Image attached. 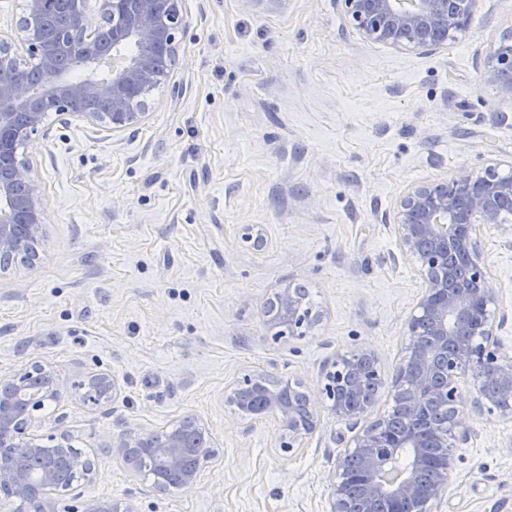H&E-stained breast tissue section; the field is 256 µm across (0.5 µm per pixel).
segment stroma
Returning <instances> with one entry per match:
<instances>
[{
    "label": "stroma",
    "instance_id": "stroma-1",
    "mask_svg": "<svg viewBox=\"0 0 512 512\" xmlns=\"http://www.w3.org/2000/svg\"><path fill=\"white\" fill-rule=\"evenodd\" d=\"M186 25L147 117L121 132L46 112L18 149L46 201L32 262L0 269V375L36 361L64 383L39 412L96 463L80 504L137 512H327L353 430L321 400L302 448L274 417L242 419L236 381L269 373L319 391L340 356L373 352L391 379L422 288L390 217L416 183L512 174V99L485 82L512 0H477L429 52L364 38L340 0H180ZM259 240L243 237L245 228ZM477 242L512 344V234ZM302 285L322 321L273 340L263 304ZM93 372L115 401L83 406ZM198 419L220 451L188 491L159 496L112 438ZM440 512H512V420L470 411Z\"/></svg>",
    "mask_w": 512,
    "mask_h": 512
}]
</instances>
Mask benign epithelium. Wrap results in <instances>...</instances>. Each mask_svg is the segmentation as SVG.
I'll return each mask as SVG.
<instances>
[{
  "instance_id": "obj_1",
  "label": "benign epithelium",
  "mask_w": 512,
  "mask_h": 512,
  "mask_svg": "<svg viewBox=\"0 0 512 512\" xmlns=\"http://www.w3.org/2000/svg\"><path fill=\"white\" fill-rule=\"evenodd\" d=\"M99 27L112 25L110 51L122 44L135 50L112 63L104 78L94 73L98 57L86 52L89 30L87 0H63L73 24L51 33L45 21V0H27V11L16 34L0 37V72L18 67L24 50L38 64L40 94L30 82L0 81V158L16 155L19 146L41 129L43 115L54 111L89 123L104 122L122 131L147 115L148 95L169 77L157 67L162 53L175 55L177 35L184 30L178 0H97ZM355 28L367 39L393 49L433 51L471 20L476 0H341ZM74 68L90 74L69 77ZM484 79L512 99V50L497 49L487 62ZM46 202L27 161L0 165V256L26 253L28 243L44 232ZM398 226V245L410 258L423 282L417 312L407 323L411 340L405 345L388 394L412 426L395 434L386 417H376L373 406H357L336 396V369L356 366L370 384L374 398L385 390L378 358L368 351L341 356L324 373L320 393L332 401L331 410L352 424L357 433L336 459L329 480V510L350 512L352 483L364 488L360 512H373L381 501L392 512H437L455 470L452 451L466 407L486 409L512 420V350L499 335L504 321L496 320V298L489 289L490 273L483 253L475 246L481 226L501 227L512 222V179L488 166L481 173L462 171L444 182L410 186L392 216ZM278 314L268 321L274 337H304L321 318L318 311L302 309L299 290L279 289L271 300ZM473 380L465 388L466 378ZM268 379L292 394L288 403L272 397L258 415L270 414L282 428L279 448L290 453L301 447L319 424L318 398L297 379L259 374L234 384L227 401L240 417L251 416L247 404L255 381ZM63 391L54 368L35 362L24 372L0 377V494L9 504L36 497L34 512H60L61 502L74 490L51 470L25 472L7 463L18 447L31 455L55 454L68 460L75 478L90 481L95 467L90 458L73 452L67 434L42 437L33 433L36 412L46 400ZM119 395L117 383L106 373H95L78 384V399L98 407ZM204 431L197 419L182 421V428L166 440L155 434L123 432L117 443L123 460L137 465V455L149 456L170 470L181 471L180 488H194L202 469L219 454L203 439L192 449L197 465L184 467L186 431ZM437 449L434 460L439 482L420 484L428 464L427 449ZM65 512H137L123 499L100 501L91 507H67Z\"/></svg>"
}]
</instances>
